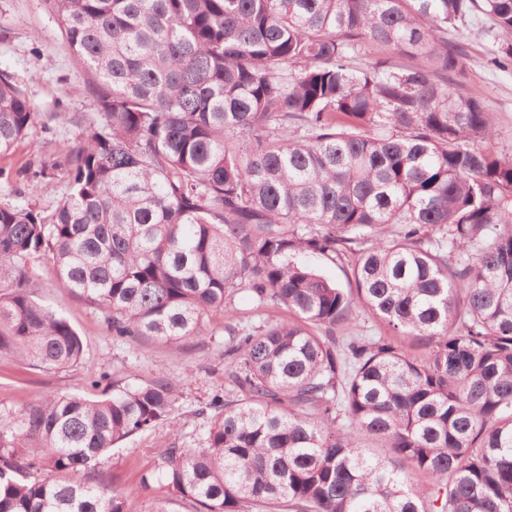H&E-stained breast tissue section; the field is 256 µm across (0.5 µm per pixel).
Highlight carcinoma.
Instances as JSON below:
<instances>
[{"mask_svg":"<svg viewBox=\"0 0 512 512\" xmlns=\"http://www.w3.org/2000/svg\"><path fill=\"white\" fill-rule=\"evenodd\" d=\"M43 4L100 121L60 201L0 204V354L45 371L83 356L74 325L32 297L41 260L116 341L178 347L221 314L224 393L200 409L204 446L173 442L142 484L190 512H512V156L460 91L465 53L448 37L479 13L497 33L490 63L512 68V0ZM35 119L0 73V154ZM46 177L31 161L15 172ZM302 252L355 255L354 288ZM236 291L290 317L242 326ZM354 304L426 355L383 337L338 345ZM90 387L0 424V512H125L99 464L175 427L181 384L103 372Z\"/></svg>","mask_w":512,"mask_h":512,"instance_id":"1","label":"carcinoma"}]
</instances>
